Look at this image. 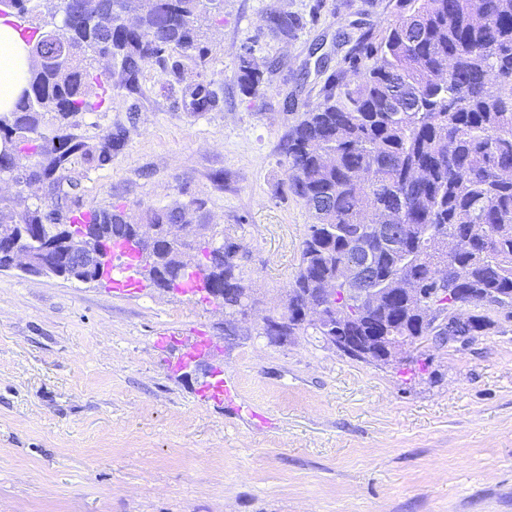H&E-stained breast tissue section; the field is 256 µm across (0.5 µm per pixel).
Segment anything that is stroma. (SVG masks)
<instances>
[{"mask_svg":"<svg viewBox=\"0 0 512 512\" xmlns=\"http://www.w3.org/2000/svg\"><path fill=\"white\" fill-rule=\"evenodd\" d=\"M273 7L303 27L273 37ZM391 17L389 0H224L188 69L221 87V111L183 112L151 62L140 93L113 87L81 115L87 135L121 123L129 137L105 168L72 166L80 210L201 203L247 254L254 310L229 327L222 306L172 290L0 272V512H512L511 313L489 310L464 345L416 341L414 371L261 334L311 222L282 139ZM244 50L266 77L254 95L237 82ZM165 330L216 348L171 371ZM217 372L236 403L201 400Z\"/></svg>","mask_w":512,"mask_h":512,"instance_id":"1","label":"stroma"}]
</instances>
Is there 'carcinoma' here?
Masks as SVG:
<instances>
[{
	"instance_id": "cac0c4a2",
	"label": "carcinoma",
	"mask_w": 512,
	"mask_h": 512,
	"mask_svg": "<svg viewBox=\"0 0 512 512\" xmlns=\"http://www.w3.org/2000/svg\"><path fill=\"white\" fill-rule=\"evenodd\" d=\"M138 4L129 24L123 14ZM80 0H60L61 23L22 28L40 57L59 47L70 55L30 65L14 109L0 113V181L27 171L46 187L50 202L24 196L0 203V237L16 234L35 243L57 236L75 210L61 203L78 193L66 175L76 158L98 167L112 162L127 140L117 125L99 138L80 132L79 115L90 107L91 88L106 94L102 74L75 64L91 52L113 62L112 78L130 93L141 90L145 65L155 61L181 85V108L197 114L221 109L214 82L197 74L185 79L184 60L201 59L199 18L220 20L217 0H95L77 15ZM394 19L365 31L349 50L348 70L332 73L318 101L301 113L283 140L289 191L313 217L288 292L293 301L337 281L340 270L363 257L372 269L367 288H404L416 283L438 313L456 299L468 301L460 329L479 336L491 326L487 309L512 310V0H392ZM271 32L288 37L302 19L279 9L268 13ZM353 72L356 79L347 78ZM238 84L248 94L266 84L250 52L239 55ZM37 157L35 164L23 161ZM91 223L115 243L141 224L155 228L145 265L125 257L142 280L163 287L162 273L224 250L210 271L223 284L203 299L224 306L235 321L240 290L248 287L245 266L222 231V241L203 239L194 257L168 239V226L187 224L181 205L151 208L136 219L118 206L91 211ZM407 228L383 239L377 225ZM448 266V280L438 278ZM345 290L349 285L337 281ZM288 335L310 324L300 305L288 312ZM336 326L366 336H428L418 309L390 300L373 320Z\"/></svg>"
}]
</instances>
